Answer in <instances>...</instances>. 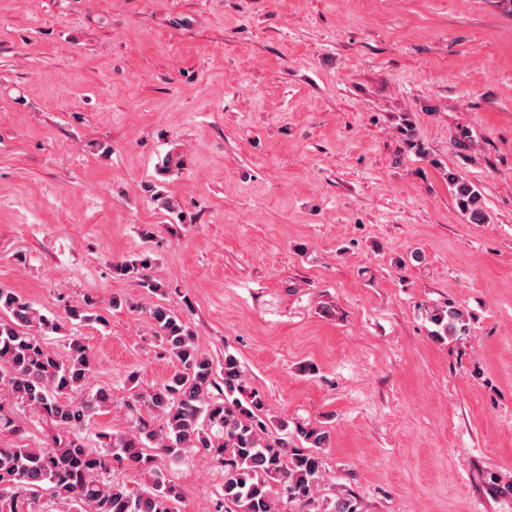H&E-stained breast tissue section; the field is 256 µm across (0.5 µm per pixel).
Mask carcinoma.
<instances>
[{"mask_svg":"<svg viewBox=\"0 0 512 512\" xmlns=\"http://www.w3.org/2000/svg\"><path fill=\"white\" fill-rule=\"evenodd\" d=\"M455 196L471 219L482 221L479 191L451 179ZM149 260L113 264L114 272L131 279L146 293L163 294V285L148 274ZM91 302L70 306V321L91 319ZM150 316L164 354L177 364L163 383L131 395L125 403L133 426L124 432L99 431L100 449L85 445L83 432L112 408V390H86L94 358L82 341L69 338L64 357L51 350L47 336L63 326L9 288L0 287V434L18 442L0 446V512H36L42 492L69 506L67 512H179L178 484L163 480L154 469L155 456L179 460L195 450L206 451L222 474V495L216 512H276L272 484L287 501L314 502L322 480L319 450L329 433L316 426L300 428L306 446L297 448L263 418L264 404L247 392L239 361L224 355V366L202 351L183 317L161 304ZM441 340L465 330L461 309L449 304L431 315ZM219 396H213V392ZM27 408L57 430L51 443L29 444L3 401ZM162 424L154 427L153 420ZM141 470L145 488L130 492L108 479L112 462ZM323 512H359L355 499L339 493Z\"/></svg>","mask_w":512,"mask_h":512,"instance_id":"carcinoma-1","label":"carcinoma"}]
</instances>
